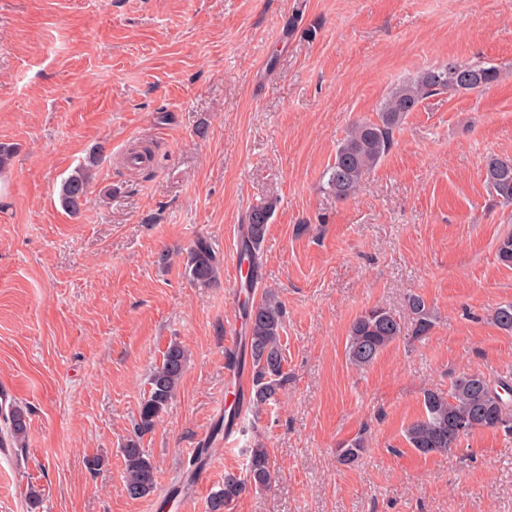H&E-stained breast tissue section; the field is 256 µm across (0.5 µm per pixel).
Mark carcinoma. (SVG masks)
<instances>
[{"label":"carcinoma","instance_id":"obj_1","mask_svg":"<svg viewBox=\"0 0 512 512\" xmlns=\"http://www.w3.org/2000/svg\"><path fill=\"white\" fill-rule=\"evenodd\" d=\"M499 69L483 61L458 62L431 66L415 77L398 83L390 91L377 120L365 119L352 125L336 149L327 174L326 185L345 200L354 194L367 175L389 151L392 132L407 113L414 111L427 97L445 91L485 90L499 79ZM98 163L92 155L65 178L59 188L61 205L70 213L80 212L86 202L91 170ZM484 181L501 202L512 204V157L492 156L484 167ZM272 202L253 206L247 214L240 247V259L248 264L247 287L253 288L261 279L262 260L259 246L265 238L273 216ZM497 258L512 266V233L498 240ZM184 275L197 285L211 286L218 282L220 260L212 245L198 239L186 252ZM410 326L401 316L382 307L371 308L358 315L350 325L346 353L351 364L364 368L373 364L388 346L411 332L425 336L434 327V316L424 298L408 297ZM242 312L247 335L243 345L252 367L249 395L255 410L275 400L285 378L281 345L284 313L280 303L269 293L257 303L244 300ZM496 325L512 332V304L498 307L493 314ZM187 364L185 348L173 342L162 354L147 379L148 390L139 406L134 437L122 448L124 487L132 497H144L156 486V466L140 447V438L152 432L175 398ZM512 391V373L507 371L494 379L479 372H469L454 380L448 392H423V415L406 429L410 447L423 455L446 454L458 446L461 438L476 430L512 432V400L504 394ZM27 413L10 402L0 403V448L26 446ZM365 448L357 437L339 448L340 457L351 462ZM273 467L270 455L261 446L249 450L245 470L240 475L224 476V485L209 500L208 512H226L236 499L251 488L270 485Z\"/></svg>","mask_w":512,"mask_h":512}]
</instances>
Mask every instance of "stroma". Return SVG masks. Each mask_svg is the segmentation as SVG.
I'll return each mask as SVG.
<instances>
[{
    "label": "stroma",
    "mask_w": 512,
    "mask_h": 512,
    "mask_svg": "<svg viewBox=\"0 0 512 512\" xmlns=\"http://www.w3.org/2000/svg\"><path fill=\"white\" fill-rule=\"evenodd\" d=\"M451 60L495 64L485 92L422 101L356 193L326 172L350 125L390 90ZM0 389L29 412L25 447L0 448V512H208L226 474L267 448L271 486L229 512H512V434L479 430L445 455L404 436L424 389L512 368V303L498 239L512 205L484 182L512 156V0H0ZM150 148L143 164L132 151ZM87 201L61 181L90 154ZM276 202L263 278L285 311L286 383L246 410L236 444L215 432L226 325L241 318L236 260L252 206ZM221 260L212 287L182 258L197 239ZM423 296L436 320L369 367L346 357L374 307ZM188 351L167 413L141 445L144 498L124 489L121 450L151 369ZM365 450L340 460L343 442ZM209 451L191 454L198 440Z\"/></svg>",
    "instance_id": "35a3bbf8"
}]
</instances>
